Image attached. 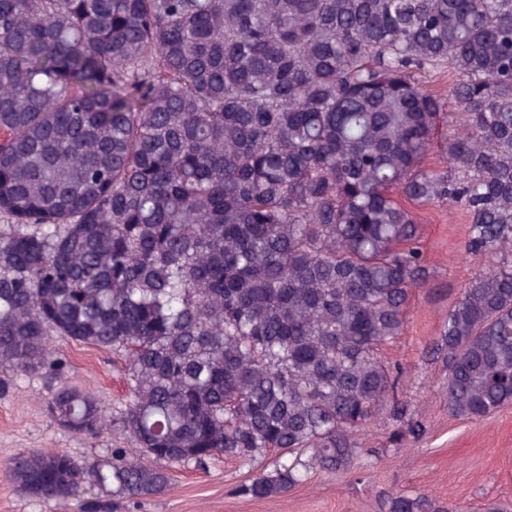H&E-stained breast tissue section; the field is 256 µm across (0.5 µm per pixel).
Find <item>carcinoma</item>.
<instances>
[{
  "label": "carcinoma",
  "instance_id": "obj_1",
  "mask_svg": "<svg viewBox=\"0 0 512 512\" xmlns=\"http://www.w3.org/2000/svg\"><path fill=\"white\" fill-rule=\"evenodd\" d=\"M444 65L457 112L423 85ZM424 204L491 259L426 350L480 420L512 404V0H0V367L39 371L52 336L125 358L131 444L22 451L14 483L151 498L168 466L275 452L235 488L268 499L348 467L371 419L420 434L380 351L435 274ZM107 410L47 402L78 434Z\"/></svg>",
  "mask_w": 512,
  "mask_h": 512
}]
</instances>
